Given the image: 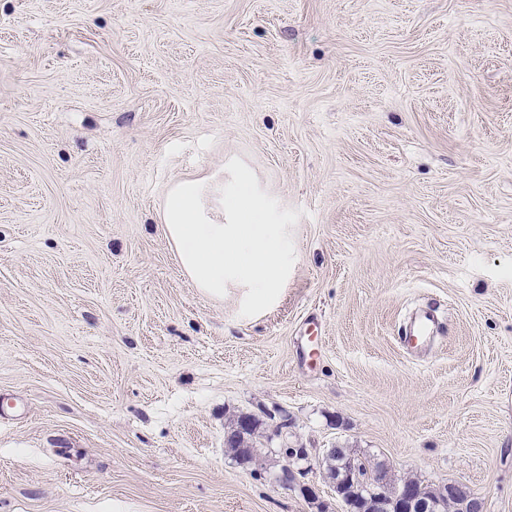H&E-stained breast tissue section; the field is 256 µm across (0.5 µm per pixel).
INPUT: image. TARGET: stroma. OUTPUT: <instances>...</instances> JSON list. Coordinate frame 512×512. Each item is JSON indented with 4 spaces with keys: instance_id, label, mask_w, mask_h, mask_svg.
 <instances>
[{
    "instance_id": "obj_1",
    "label": "stroma",
    "mask_w": 512,
    "mask_h": 512,
    "mask_svg": "<svg viewBox=\"0 0 512 512\" xmlns=\"http://www.w3.org/2000/svg\"><path fill=\"white\" fill-rule=\"evenodd\" d=\"M241 164L297 256L255 313L162 224ZM0 401V512H344L331 448L512 512V0H0ZM437 318L431 312H422L410 323L403 340L413 350L429 344L436 335ZM282 458L284 463L281 465L280 473L277 476L278 484L289 491H298L303 497H313V490L309 486L300 484L297 480L293 467L296 457L285 451Z\"/></svg>"
}]
</instances>
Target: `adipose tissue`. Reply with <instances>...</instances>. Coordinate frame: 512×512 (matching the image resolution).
I'll return each instance as SVG.
<instances>
[{
  "mask_svg": "<svg viewBox=\"0 0 512 512\" xmlns=\"http://www.w3.org/2000/svg\"><path fill=\"white\" fill-rule=\"evenodd\" d=\"M162 221L182 271L205 296L220 299L225 289L247 288L258 309L286 286L295 256L288 227L247 171L229 180L217 170L175 182Z\"/></svg>",
  "mask_w": 512,
  "mask_h": 512,
  "instance_id": "obj_1",
  "label": "adipose tissue"
}]
</instances>
